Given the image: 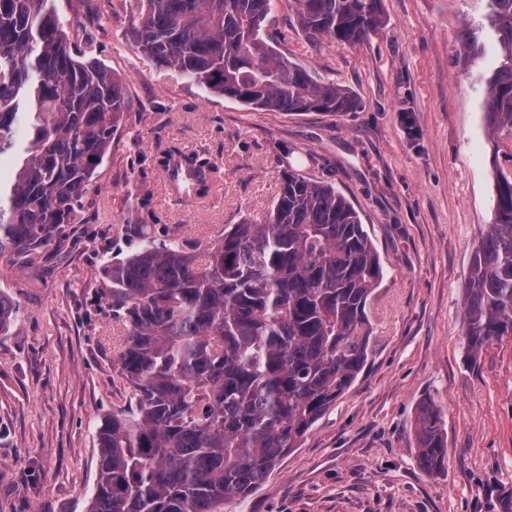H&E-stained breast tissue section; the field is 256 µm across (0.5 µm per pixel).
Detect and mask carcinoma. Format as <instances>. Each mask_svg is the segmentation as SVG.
I'll return each mask as SVG.
<instances>
[{
  "mask_svg": "<svg viewBox=\"0 0 512 512\" xmlns=\"http://www.w3.org/2000/svg\"><path fill=\"white\" fill-rule=\"evenodd\" d=\"M309 41L356 46L383 26L381 0H287ZM459 51L477 71L491 133L512 131V0H486ZM273 0H142L135 48L215 92L269 112H351L354 97L277 53ZM123 82L65 41L53 0H0V258L40 255L68 238L93 176L123 125ZM194 193L216 168L199 155ZM104 267L117 355L131 388L96 426L88 512H224L256 491L349 390L369 355L368 300L384 268L361 217L335 186L283 169L261 224H232L204 250L152 224H127ZM478 354L512 338V172L473 255L463 302ZM12 302L0 292V333ZM419 463L448 464L441 410L416 419Z\"/></svg>",
  "mask_w": 512,
  "mask_h": 512,
  "instance_id": "carcinoma-1",
  "label": "carcinoma"
}]
</instances>
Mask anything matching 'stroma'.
Listing matches in <instances>:
<instances>
[{
    "mask_svg": "<svg viewBox=\"0 0 512 512\" xmlns=\"http://www.w3.org/2000/svg\"><path fill=\"white\" fill-rule=\"evenodd\" d=\"M55 5L72 53L117 75L131 107L67 240L33 261L0 260V292L17 308L0 333V512H87L94 427L130 401L102 274L123 225L165 224L209 245L225 226L262 222L288 166L350 199L385 277L367 305L362 373L224 512H499L512 491V339L472 355L462 308L497 174L512 170L458 56L486 0H382L381 32L354 47L310 42L274 0L272 45L356 99L333 115L259 111L138 54L140 0ZM169 146L211 158L222 185L192 206L171 197L153 167ZM429 400L448 442L436 475L421 469L415 436Z\"/></svg>",
    "mask_w": 512,
    "mask_h": 512,
    "instance_id": "35a3bbf8",
    "label": "stroma"
}]
</instances>
